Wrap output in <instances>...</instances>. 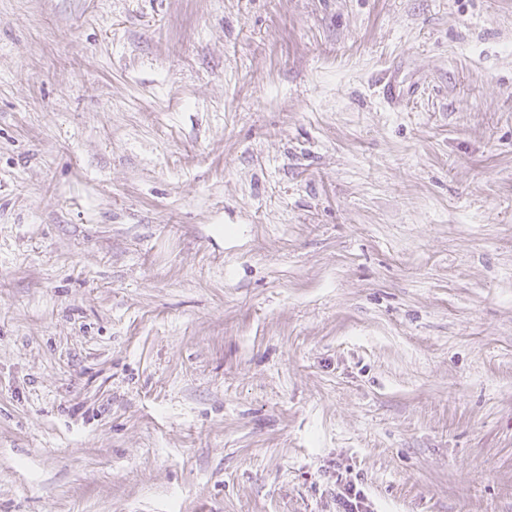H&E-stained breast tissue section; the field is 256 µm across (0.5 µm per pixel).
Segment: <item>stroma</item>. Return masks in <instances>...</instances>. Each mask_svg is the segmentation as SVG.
Here are the masks:
<instances>
[{
  "mask_svg": "<svg viewBox=\"0 0 512 512\" xmlns=\"http://www.w3.org/2000/svg\"><path fill=\"white\" fill-rule=\"evenodd\" d=\"M349 481L512 512V0H0V512Z\"/></svg>",
  "mask_w": 512,
  "mask_h": 512,
  "instance_id": "stroma-1",
  "label": "stroma"
}]
</instances>
